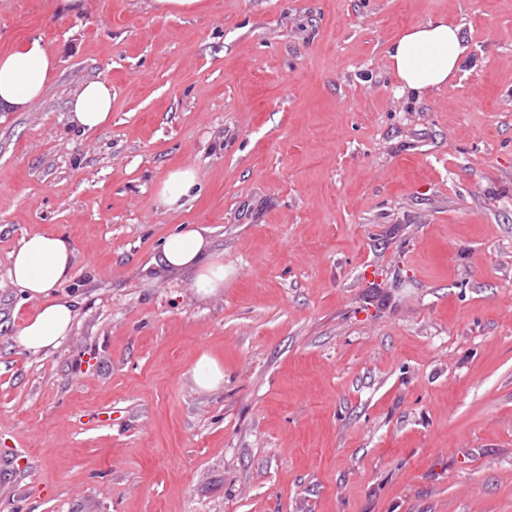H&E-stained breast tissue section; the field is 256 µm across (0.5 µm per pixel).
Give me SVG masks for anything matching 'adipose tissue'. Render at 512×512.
<instances>
[{"label":"adipose tissue","instance_id":"obj_1","mask_svg":"<svg viewBox=\"0 0 512 512\" xmlns=\"http://www.w3.org/2000/svg\"><path fill=\"white\" fill-rule=\"evenodd\" d=\"M467 51L459 26L440 19L401 32L390 46L388 61L402 88L420 94L455 76L466 62ZM56 64L54 51L39 37L1 53L0 107L29 111L40 99ZM111 118V83L104 79L85 82L70 102L71 124L87 133L106 128ZM197 182L193 168L173 170L157 191L159 207L180 209ZM74 258L72 241L63 234L25 236L12 252L8 277L27 300L38 304L36 314L17 332V344L24 352L36 355L57 349L69 336L76 310L55 290L71 278ZM158 263L167 270L191 273L199 295L217 294L224 286V261L211 253L205 228L185 226L170 234L162 242Z\"/></svg>","mask_w":512,"mask_h":512}]
</instances>
